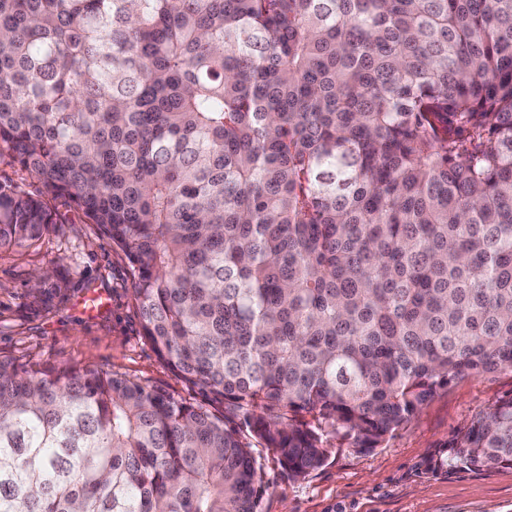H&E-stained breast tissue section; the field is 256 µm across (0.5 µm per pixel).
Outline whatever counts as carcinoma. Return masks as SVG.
I'll use <instances>...</instances> for the list:
<instances>
[{"label":"carcinoma","instance_id":"cac0c4a2","mask_svg":"<svg viewBox=\"0 0 512 512\" xmlns=\"http://www.w3.org/2000/svg\"><path fill=\"white\" fill-rule=\"evenodd\" d=\"M0 162V249L76 204L204 395L0 357V512H259L255 445L304 479L512 370V0H0ZM499 466L512 397L421 471Z\"/></svg>","mask_w":512,"mask_h":512}]
</instances>
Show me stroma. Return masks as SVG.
I'll return each instance as SVG.
<instances>
[{"mask_svg":"<svg viewBox=\"0 0 512 512\" xmlns=\"http://www.w3.org/2000/svg\"><path fill=\"white\" fill-rule=\"evenodd\" d=\"M66 223L34 244L0 250V356L41 372L68 365L112 371L200 402L145 340L132 297L133 276L122 252L112 249L82 212L64 206ZM65 280L66 298L35 308L29 291L36 269ZM92 291L109 305L94 316L79 302ZM512 395V371L469 376L440 392L411 423L366 454L331 449L306 479L285 477L271 453L256 448L265 471L261 512H512V468L420 474L418 466L458 428L496 400Z\"/></svg>","mask_w":512,"mask_h":512,"instance_id":"stroma-1","label":"stroma"}]
</instances>
